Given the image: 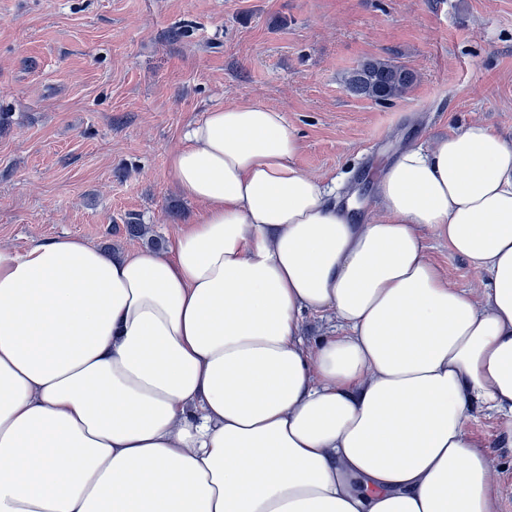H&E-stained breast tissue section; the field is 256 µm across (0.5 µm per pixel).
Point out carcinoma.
Here are the masks:
<instances>
[{
    "mask_svg": "<svg viewBox=\"0 0 512 512\" xmlns=\"http://www.w3.org/2000/svg\"><path fill=\"white\" fill-rule=\"evenodd\" d=\"M413 80V74L407 69L373 59L354 68L347 76L346 86L355 95L385 102L400 97Z\"/></svg>",
    "mask_w": 512,
    "mask_h": 512,
    "instance_id": "obj_1",
    "label": "carcinoma"
}]
</instances>
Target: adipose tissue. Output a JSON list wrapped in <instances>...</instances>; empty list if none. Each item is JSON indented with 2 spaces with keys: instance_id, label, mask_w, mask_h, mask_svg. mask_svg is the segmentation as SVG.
Returning a JSON list of instances; mask_svg holds the SVG:
<instances>
[{
  "instance_id": "1",
  "label": "adipose tissue",
  "mask_w": 512,
  "mask_h": 512,
  "mask_svg": "<svg viewBox=\"0 0 512 512\" xmlns=\"http://www.w3.org/2000/svg\"><path fill=\"white\" fill-rule=\"evenodd\" d=\"M301 149L217 108L169 154L203 209L166 249L0 247V512H497L469 425L512 435V139L406 146L358 224ZM427 246L430 259L448 277L451 284L459 288H468L475 296L482 293L480 276L464 258L452 254L447 243L427 238ZM335 320H329L326 316L308 314L303 321V334L309 346H313L316 340L328 333L335 325Z\"/></svg>"
}]
</instances>
